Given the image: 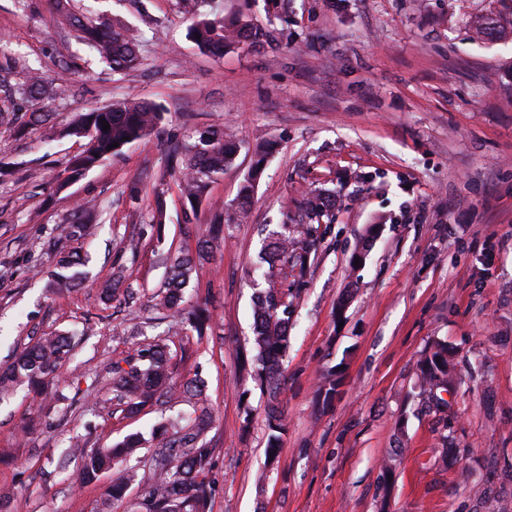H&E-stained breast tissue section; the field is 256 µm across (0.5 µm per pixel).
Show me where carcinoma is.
Masks as SVG:
<instances>
[{"instance_id": "cac0c4a2", "label": "carcinoma", "mask_w": 512, "mask_h": 512, "mask_svg": "<svg viewBox=\"0 0 512 512\" xmlns=\"http://www.w3.org/2000/svg\"><path fill=\"white\" fill-rule=\"evenodd\" d=\"M63 21L72 27L80 41L114 73H123L140 66L144 61L141 35L127 26H106L73 12L71 0H55ZM179 12L188 25V37L201 50L223 52L249 45L256 47L271 38V32L261 31L240 19L226 20L219 15L201 11V0H177ZM476 29L487 40L502 34L500 26L486 17L477 21ZM23 94L36 98L46 93L39 69L27 66ZM110 129L103 130L102 121ZM165 120L163 108L155 103L125 99L100 112H84L68 127L66 134L86 140L84 150L75 155L66 168V178L73 181L102 161L119 154L126 146L145 139ZM38 127L46 137L55 135L54 124L47 112H19L14 119L15 132L23 135L27 129ZM119 146L112 147L113 143ZM243 142L222 126H207L196 130L193 141L175 147L166 157L165 172L175 176L181 198L189 204L191 212L207 198L215 178L224 174L231 165ZM274 151V144L261 142L253 150L251 172L238 192L236 220L244 221L256 181ZM334 207L329 197L308 200L307 209L314 221L329 217ZM166 218V200L156 196L152 213L144 230L160 234ZM187 235L195 239V248L171 251L166 257V277L157 294L156 308L170 320L168 332L179 334L190 330L197 336H214L215 320L206 304H190L185 300V289L199 267L224 250V215L205 226L187 225ZM323 233L313 224H280L265 237L259 253L256 292L253 297L251 364L241 366L250 370L266 396L267 440L265 467L258 475L262 482L274 470L281 452L282 434L286 429L281 407L283 376L278 366L286 356L290 343L288 332L292 327L293 307L302 288L308 283L311 256L316 253ZM88 256L78 252H61L55 268L48 275V287L70 288L80 281L81 268ZM130 298L129 288L121 271L112 276L100 290V299L109 303ZM72 336L58 333L40 336L29 342L13 361L0 367V401H5L23 389L32 396V403L42 412L59 399L60 370L72 358ZM112 399L124 410L136 416L154 405L165 404L178 397L200 398L204 394V381L194 377L178 384L175 382V364L168 345L160 338L139 347L134 353L111 363ZM342 380L331 369L319 386L323 404L336 399ZM419 396L429 400L435 392L448 390V344L434 342L419 360L417 380ZM213 423L208 407L199 408L193 421L175 427L168 422L151 428L149 434L138 432L110 447L78 448L80 460L77 479L89 484L112 469L119 461L130 458L140 448L155 449L151 471L144 478L143 499L145 512H210L211 490L205 480L209 471L213 448L204 435ZM127 483L116 482L104 492L97 512H112V505L122 500Z\"/></svg>"}]
</instances>
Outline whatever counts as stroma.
<instances>
[{
	"label": "stroma",
	"mask_w": 512,
	"mask_h": 512,
	"mask_svg": "<svg viewBox=\"0 0 512 512\" xmlns=\"http://www.w3.org/2000/svg\"><path fill=\"white\" fill-rule=\"evenodd\" d=\"M77 11L136 26L141 67L112 72L80 44L53 0H0V81L22 84L23 62L55 94L60 133L16 138L0 120V364L30 336L96 332L62 377L67 399L38 413L24 393L0 404V500L8 512H95L113 480L130 476L112 512H143L150 449L99 480L76 485L77 460L58 462L70 441L106 447L155 422L190 414L180 398L126 416L110 400L106 366L134 348L137 329L158 323L154 295L168 250L194 247L184 232L167 153L203 126H232L249 144L277 141L246 223L224 226L222 256L203 264L188 302L209 301L214 336L187 332L168 344L180 373L200 372L217 421L207 476L211 512H512V0H206L204 12L269 30L270 43L217 57L187 37L176 0H74ZM500 20L504 36L478 37L473 22ZM122 98L161 105L166 119L145 141L61 185L83 140L67 136L76 113ZM240 150L211 186L195 223L232 215L253 157ZM142 179L139 200L128 186ZM167 202L163 240L125 246L156 193ZM336 207L295 305L284 361L287 431L264 485L267 427L257 383L237 361L251 336L253 273L270 224H306V200ZM85 199L98 230L75 241ZM88 254L87 277L49 290L48 242ZM363 262L352 265L359 244ZM135 296L97 297L113 265ZM446 341L460 380L447 406L422 404L418 362ZM339 366L341 393L317 397L319 372ZM251 424H244V415Z\"/></svg>",
	"instance_id": "obj_1"
}]
</instances>
